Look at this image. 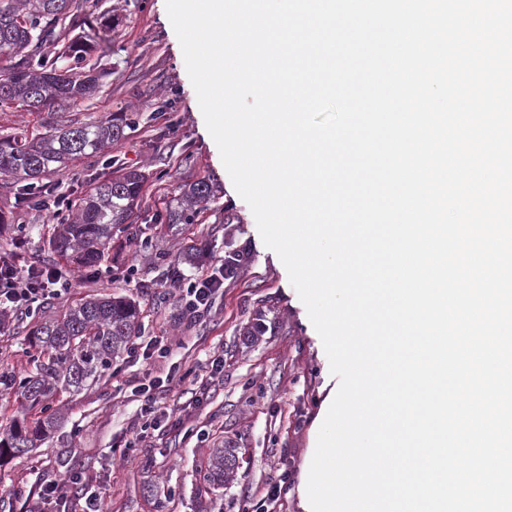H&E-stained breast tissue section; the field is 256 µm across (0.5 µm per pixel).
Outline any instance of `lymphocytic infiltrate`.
<instances>
[{"label": "lymphocytic infiltrate", "mask_w": 512, "mask_h": 512, "mask_svg": "<svg viewBox=\"0 0 512 512\" xmlns=\"http://www.w3.org/2000/svg\"><path fill=\"white\" fill-rule=\"evenodd\" d=\"M243 262V255L225 256L223 263L210 274L190 282L183 281L179 268H171L168 281L179 290L178 301L184 315L190 319L208 315L216 295L224 290L225 280L234 278ZM60 280V273L54 269L32 264L21 273L10 261L0 257V308L27 311L33 303L52 297V287ZM181 370V364H172L164 380H149L136 386L134 392L141 402L139 415L147 425L157 428L166 422L189 436L192 428L186 427L183 417H171L163 402L164 394L171 391ZM37 512H103V502L100 493L80 474L42 484Z\"/></svg>", "instance_id": "1"}]
</instances>
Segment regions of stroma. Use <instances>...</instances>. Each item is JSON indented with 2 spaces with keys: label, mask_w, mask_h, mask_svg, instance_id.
Instances as JSON below:
<instances>
[{
  "label": "stroma",
  "mask_w": 512,
  "mask_h": 512,
  "mask_svg": "<svg viewBox=\"0 0 512 512\" xmlns=\"http://www.w3.org/2000/svg\"><path fill=\"white\" fill-rule=\"evenodd\" d=\"M70 19L56 28L57 45L78 30L71 18L94 29L88 68L101 77L90 96L38 112L0 106V137L45 132L53 124H85L134 116L122 139L69 161L42 176L80 204L104 179L135 169L144 177L141 202L128 229L114 233L101 259L81 266L51 246L59 222L51 213L18 204L21 185L0 175V256L18 271L40 263L65 273L68 284L34 315L0 313V371H30L29 333L36 321L60 315L89 297H123L140 313V336L167 337L169 361L134 363L117 358L89 389L64 396L63 416L51 435L27 454L0 459V512H33L41 483L74 472L96 478L111 512H242L248 502L283 482L280 512H302L296 488L310 446V432L337 378L322 340L288 272L260 236L253 213L237 193L189 78L179 39L167 22L164 0H70ZM212 190L187 224L164 222L181 210L197 182ZM24 237L25 248L14 241ZM245 262L211 313L181 318L174 289L165 284L170 265L185 278L212 271L225 254ZM133 279H126L127 269ZM260 335H250L252 326ZM224 358L223 377L209 382V397L193 414L206 441L141 432L132 390L149 377H165L170 362L204 366ZM132 441L119 452L112 444ZM233 448L236 477L220 497L203 491L200 466L213 448Z\"/></svg>",
  "instance_id": "obj_1"
}]
</instances>
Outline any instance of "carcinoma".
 <instances>
[{
    "label": "carcinoma",
    "instance_id": "obj_1",
    "mask_svg": "<svg viewBox=\"0 0 512 512\" xmlns=\"http://www.w3.org/2000/svg\"><path fill=\"white\" fill-rule=\"evenodd\" d=\"M69 0H0V50L18 60L0 73V104H18L40 111L66 99L83 98L96 87L93 71L76 80L60 70L58 58L77 68L86 60L89 44L76 40L60 57L41 53L55 41V29L67 14ZM126 124L87 123L51 126L41 135L0 137V174L26 180L59 169L67 160L93 154L124 137ZM144 177L135 170L102 181L79 211L61 225L54 248L81 265L101 257L114 232L126 221L140 198ZM139 328L136 306L124 298H89L63 315L43 320L31 332L33 369L23 376L0 374V387L20 402L21 416L0 435V456L21 455L36 447L60 419L54 404L63 393L79 392L99 379L120 356ZM238 457L233 448H214L203 480L213 492L230 483Z\"/></svg>",
    "mask_w": 512,
    "mask_h": 512
}]
</instances>
